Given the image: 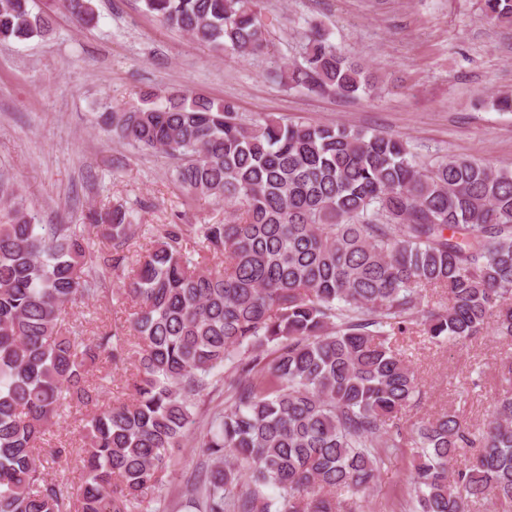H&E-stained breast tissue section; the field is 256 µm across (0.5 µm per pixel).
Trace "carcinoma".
Here are the masks:
<instances>
[{
    "label": "carcinoma",
    "instance_id": "cac0c4a2",
    "mask_svg": "<svg viewBox=\"0 0 512 512\" xmlns=\"http://www.w3.org/2000/svg\"><path fill=\"white\" fill-rule=\"evenodd\" d=\"M162 25L218 52L267 47L259 0H143ZM80 27L93 0H63ZM512 24V0H485ZM29 0H0V43L45 36ZM281 82L357 97L376 79L317 27ZM104 131L174 161L187 194L224 203L220 224L135 222L123 205L87 224L0 222V512H165L168 452L196 402L224 381L230 403L201 432L195 512H360L403 448L413 512H512V358L490 417L449 411L409 426L420 395L406 356L415 327L434 346L512 342V170L446 157L423 168L408 142L345 124L246 123L234 102L149 92L102 116ZM197 239V260L183 249ZM155 237L131 260L132 242ZM119 270L127 327L93 337L65 324ZM135 355L127 400L100 407L89 375ZM90 407L80 483L48 470L71 455L50 427ZM462 467L450 463L472 449Z\"/></svg>",
    "mask_w": 512,
    "mask_h": 512
}]
</instances>
